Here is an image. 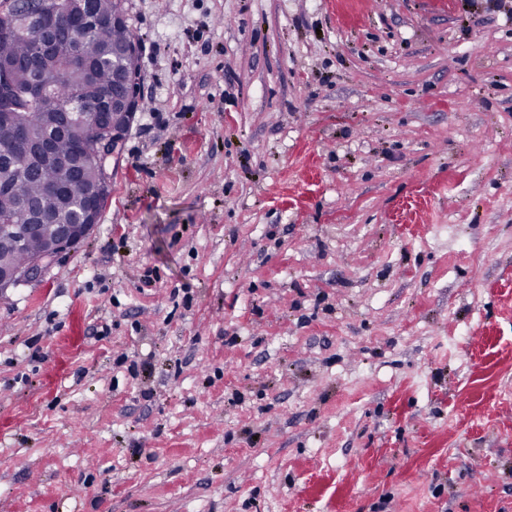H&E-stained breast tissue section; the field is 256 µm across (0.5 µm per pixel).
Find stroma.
<instances>
[{
	"mask_svg": "<svg viewBox=\"0 0 512 512\" xmlns=\"http://www.w3.org/2000/svg\"><path fill=\"white\" fill-rule=\"evenodd\" d=\"M87 239L0 299V512H512V0H126Z\"/></svg>",
	"mask_w": 512,
	"mask_h": 512,
	"instance_id": "obj_1",
	"label": "stroma"
}]
</instances>
